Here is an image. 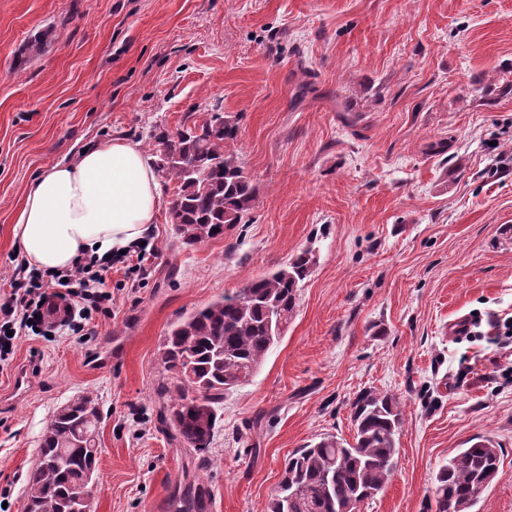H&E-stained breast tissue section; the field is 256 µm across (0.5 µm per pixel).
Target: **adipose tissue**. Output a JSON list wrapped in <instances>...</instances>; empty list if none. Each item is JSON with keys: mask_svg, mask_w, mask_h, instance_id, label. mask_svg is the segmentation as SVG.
<instances>
[{"mask_svg": "<svg viewBox=\"0 0 512 512\" xmlns=\"http://www.w3.org/2000/svg\"><path fill=\"white\" fill-rule=\"evenodd\" d=\"M162 186L150 158L127 138L88 147L43 170L13 228L28 266L53 272L109 260L140 245L156 223Z\"/></svg>", "mask_w": 512, "mask_h": 512, "instance_id": "adipose-tissue-1", "label": "adipose tissue"}]
</instances>
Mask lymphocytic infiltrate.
<instances>
[{
	"label": "lymphocytic infiltrate",
	"instance_id": "f902f5d3",
	"mask_svg": "<svg viewBox=\"0 0 512 512\" xmlns=\"http://www.w3.org/2000/svg\"><path fill=\"white\" fill-rule=\"evenodd\" d=\"M106 263L80 260L64 272H43L19 262L11 281L9 300L0 305V363L12 360L11 334L28 329L39 331L48 326L47 309L51 303L62 306L57 325L80 333L92 315L112 306V295L104 291Z\"/></svg>",
	"mask_w": 512,
	"mask_h": 512
}]
</instances>
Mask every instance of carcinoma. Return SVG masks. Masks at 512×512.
<instances>
[{"label": "carcinoma", "mask_w": 512, "mask_h": 512, "mask_svg": "<svg viewBox=\"0 0 512 512\" xmlns=\"http://www.w3.org/2000/svg\"><path fill=\"white\" fill-rule=\"evenodd\" d=\"M237 139V124L218 113L200 125H159L149 135L157 175L175 185L167 213L182 244L217 239L249 221L255 188L230 149ZM316 263L313 248L304 249L288 265L247 279L233 294L195 311L166 336L161 362L170 382L160 390L164 421L187 447L200 453L209 448L224 394L256 373L277 342L276 319L286 323L293 316ZM351 418L353 441L326 435L288 456L268 512H351L384 489L399 453L403 419L397 399L366 390L353 402ZM99 422L89 396L57 408L27 472L28 503L78 512L79 496L94 497L86 476L98 463ZM500 463L501 449L487 438L459 449L435 475L436 512H472L476 487L491 485ZM173 497L177 512L205 510V495L191 485L177 486Z\"/></svg>", "instance_id": "1"}]
</instances>
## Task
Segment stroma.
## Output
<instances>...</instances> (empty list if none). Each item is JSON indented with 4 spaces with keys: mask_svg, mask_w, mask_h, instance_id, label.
Returning a JSON list of instances; mask_svg holds the SVG:
<instances>
[{
    "mask_svg": "<svg viewBox=\"0 0 512 512\" xmlns=\"http://www.w3.org/2000/svg\"><path fill=\"white\" fill-rule=\"evenodd\" d=\"M215 112L238 123L249 222L187 247L160 214L149 277L105 274L97 335L19 337L0 370L8 512L73 397L101 416L95 512H176L183 480L206 512H267L289 453L352 439L366 390L404 422L394 476L357 512H435L438 469L478 437L502 456L474 512H512V0H0V304L34 174ZM308 247L293 317L196 455L162 421L167 333Z\"/></svg>",
    "mask_w": 512,
    "mask_h": 512,
    "instance_id": "35a3bbf8",
    "label": "stroma"
}]
</instances>
